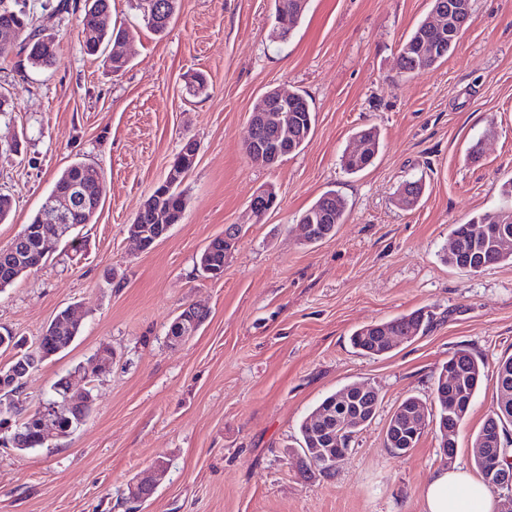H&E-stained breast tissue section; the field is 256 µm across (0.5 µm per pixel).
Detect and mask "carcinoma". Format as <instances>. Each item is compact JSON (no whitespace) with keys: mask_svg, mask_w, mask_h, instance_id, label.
<instances>
[{"mask_svg":"<svg viewBox=\"0 0 512 512\" xmlns=\"http://www.w3.org/2000/svg\"><path fill=\"white\" fill-rule=\"evenodd\" d=\"M162 10L154 12L152 0H136V8L140 11L146 25L158 35L168 30L173 19L178 0H158ZM274 29L275 38L282 42L288 40L298 26L305 12L299 6L298 0H274ZM82 18L99 20V25L93 28L91 37L83 40L82 47L86 54L96 55L109 42L125 35L121 28L111 24V0H83ZM13 33L10 42L0 41V58L8 57L15 48L26 53V61L33 68H48L53 65L56 56V39L35 25L34 19L24 9H12L0 0V34ZM454 50L453 46H443L438 43L429 29L427 20H421L406 41L402 44L397 58L399 76L411 75L434 68L445 60ZM295 100L298 111L288 113L291 126L294 128L295 146L292 152L300 151L308 141L315 124L313 112L306 96L297 92ZM354 137L366 144L364 154L355 157L349 153L342 156L344 169L357 173L368 167L376 158L381 147L380 133L374 128L358 130ZM79 182L84 188V203L74 214L72 223H92L100 207V199L107 186L101 168L91 162L75 161L65 168L54 181L49 194L45 196L30 225L41 224L42 212L47 208L52 194L68 188L72 183ZM182 181H177L165 187L164 190H154L143 205V210L136 216V228L145 233V239L151 241L158 234V227L150 223V213L153 208L163 205L167 208L173 223H179L186 210L187 200ZM347 203L344 198L334 191L323 193L317 201L306 209L300 216L299 222L311 225L310 233L304 241L314 244L335 234L336 226L344 223ZM503 217H512V207L480 213L464 224H455L451 230L452 238L457 241V250L444 256L448 266L476 273L490 265L512 260V253H503L491 241L475 243L474 232L490 224L500 223ZM58 240L49 224L44 225L43 236L28 243H20L11 254L0 255V287L6 288L17 279L19 271L28 272L37 269L56 249ZM229 247L224 245V239L216 237L207 245L199 259L201 273L210 278L224 275V257ZM430 318L420 312L393 318L389 321L373 323L355 330L350 338L353 348L363 354L383 356L389 353L388 337L400 336L413 338L419 335L423 325ZM81 322L69 318L67 310L60 311L46 330L39 336L41 349L21 351V340L10 331L0 335V343L6 342L3 350L14 352L11 362L0 368V392L13 394L16 405L12 410L0 414V419H12L14 447L42 448L39 410L30 411L20 399L27 378L40 367L43 358L40 351L58 354L65 351L79 336ZM453 368L456 377L448 385H442V377L436 378L435 403L437 407V423L448 429V453L456 454L455 437L468 416L479 389L483 370L482 364L470 352L461 349L457 351L443 369ZM496 374V406L487 416L482 428L476 435V440L489 438L495 429L506 432V425L512 424V355L498 361ZM344 390L352 393L348 415L358 417L362 424L369 423L378 408V398L363 395L356 386L347 385ZM420 407L427 414H432L426 403L416 397L406 398L391 416L385 436V444L397 449V454L405 455L418 443L422 433L414 432L407 422L411 411ZM333 414L337 419L343 417L336 408V395L325 397L322 402L300 424L302 437L301 450L309 468L328 477L330 473L323 471L319 463L318 448H333L340 452H349L350 446L345 439H336V432L329 434L319 426L312 424L313 415L320 411Z\"/></svg>","mask_w":512,"mask_h":512,"instance_id":"1","label":"carcinoma"}]
</instances>
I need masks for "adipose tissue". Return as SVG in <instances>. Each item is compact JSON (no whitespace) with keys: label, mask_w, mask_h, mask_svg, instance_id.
Wrapping results in <instances>:
<instances>
[{"label":"adipose tissue","mask_w":512,"mask_h":512,"mask_svg":"<svg viewBox=\"0 0 512 512\" xmlns=\"http://www.w3.org/2000/svg\"><path fill=\"white\" fill-rule=\"evenodd\" d=\"M481 479L457 467L436 470L423 491L422 512H495Z\"/></svg>","instance_id":"1"}]
</instances>
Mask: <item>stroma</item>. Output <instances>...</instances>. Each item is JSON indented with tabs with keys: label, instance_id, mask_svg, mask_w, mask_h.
<instances>
[{
	"label": "stroma",
	"instance_id": "1",
	"mask_svg": "<svg viewBox=\"0 0 512 512\" xmlns=\"http://www.w3.org/2000/svg\"><path fill=\"white\" fill-rule=\"evenodd\" d=\"M58 0H25L57 39L55 64L0 59V92L13 102L0 141V193L13 199L0 246L38 211L57 175L84 160L104 171L106 198L81 226L86 250H58L0 290V327L34 347L56 314L79 306L82 331L28 379L37 408L59 377L92 369L101 348L112 370L94 381L92 411L73 433L26 453L0 444V512H130L129 485L167 464L142 512H422V490L444 456L426 431L407 455L384 443L407 397L434 400L436 376L460 349L485 376L457 437L456 466L474 471V438L496 403V363L512 355V263L467 273L444 262L453 225L503 205L512 181V0H472L454 52L432 70L397 78L401 45L431 0H309L288 43L271 37L274 0H179L165 36L131 0H111L128 35L129 69L86 55L77 15ZM203 73L205 94L185 75ZM271 88L306 94L316 114L299 152L271 167L245 149L248 114ZM374 127V164L347 173L356 131ZM198 143L182 187L183 220L140 252L128 227L187 139ZM478 160L468 161L475 142ZM423 180L417 206L398 190ZM271 187L263 217L253 196ZM347 203L333 237L301 239L298 220L325 191ZM238 230L224 276L199 257ZM208 316L182 344L167 331L187 304ZM416 311L431 325L384 356L355 350L359 327ZM374 388L375 417L332 476L304 472L299 425L351 383Z\"/></svg>",
	"mask_w": 512,
	"mask_h": 512
}]
</instances>
